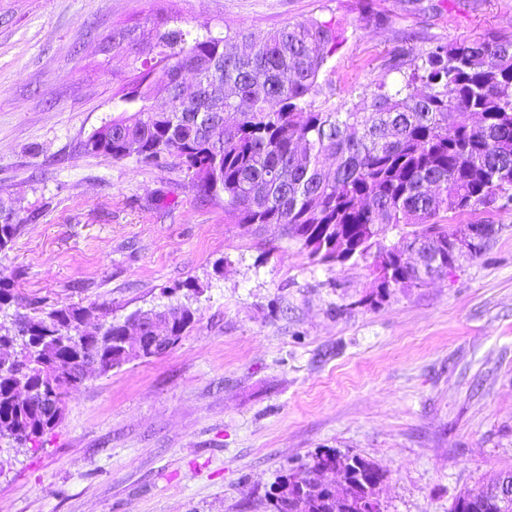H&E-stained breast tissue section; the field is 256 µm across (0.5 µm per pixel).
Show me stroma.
Returning a JSON list of instances; mask_svg holds the SVG:
<instances>
[{
	"mask_svg": "<svg viewBox=\"0 0 512 512\" xmlns=\"http://www.w3.org/2000/svg\"><path fill=\"white\" fill-rule=\"evenodd\" d=\"M159 13L193 35L336 24L319 106L512 31V0H0V207L22 220L0 278L26 313L194 312L166 353L90 373L38 447H0V512H268L330 448L380 467L384 512H448L512 469V209L477 211L497 230L480 256L381 297L371 259L225 223L182 167L85 153L134 76L105 37Z\"/></svg>",
	"mask_w": 512,
	"mask_h": 512,
	"instance_id": "35a3bbf8",
	"label": "stroma"
}]
</instances>
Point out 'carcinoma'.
<instances>
[{
  "label": "carcinoma",
  "mask_w": 512,
  "mask_h": 512,
  "mask_svg": "<svg viewBox=\"0 0 512 512\" xmlns=\"http://www.w3.org/2000/svg\"><path fill=\"white\" fill-rule=\"evenodd\" d=\"M172 18L157 16L145 32L112 34V54H135L140 63L122 90L119 115L84 143L91 155L115 160L135 156L184 167L205 197L224 202V220L261 232L274 225L318 262L336 261V241L373 255L377 288H404L448 274L457 257L443 249L420 270L411 261L423 238L448 242L481 208L512 206L498 199L497 181L512 177V33L481 41L437 44L415 54L401 79L370 93L316 108L309 97L342 34L326 21L286 24L256 37L243 30L211 31L192 40ZM196 78V93L183 94L181 76ZM163 98L164 109L153 105ZM336 158L328 168L324 159ZM21 219L0 222V252L11 247ZM409 228L390 244L389 228ZM14 288L0 280V346L13 350L25 372L0 369V439L36 445L57 423L42 419L43 400L64 404L86 381L73 373L97 355L103 372L137 358L123 346L127 321L101 324L94 339L81 329L82 308L30 316L9 309ZM191 308L170 313L178 342L193 322ZM40 386L44 399L19 402L20 385ZM340 452L315 455L301 471L314 482L336 467ZM346 477V500L366 498L365 482L384 474L371 461ZM512 487V470L460 492L449 509L498 512L500 490ZM270 512H383L382 505L345 507L336 496L272 497Z\"/></svg>",
  "instance_id": "1"
}]
</instances>
